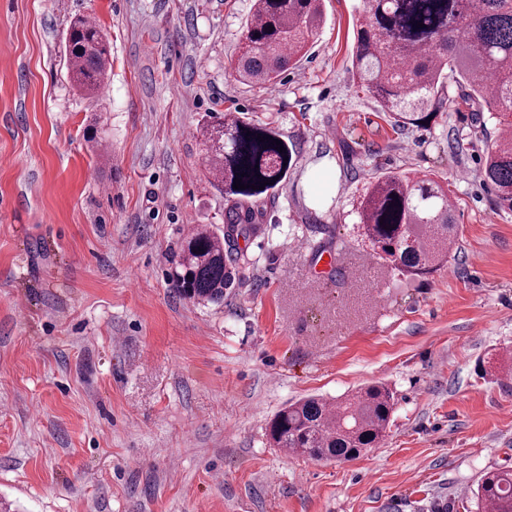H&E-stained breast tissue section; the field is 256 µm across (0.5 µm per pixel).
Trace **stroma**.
<instances>
[{"instance_id": "obj_1", "label": "stroma", "mask_w": 512, "mask_h": 512, "mask_svg": "<svg viewBox=\"0 0 512 512\" xmlns=\"http://www.w3.org/2000/svg\"><path fill=\"white\" fill-rule=\"evenodd\" d=\"M253 4L0 0V512H477L481 471L512 469V375L489 366L512 360V213L481 174L493 123L452 82L431 125L393 130L352 77L361 0H325L276 87L243 84ZM77 15L112 46L96 103L69 76ZM228 111L299 152L204 307L168 273L189 227L224 223L198 129ZM378 172L447 183L458 235L434 274L392 284L347 219ZM375 381L397 397L379 448L270 444L286 403Z\"/></svg>"}]
</instances>
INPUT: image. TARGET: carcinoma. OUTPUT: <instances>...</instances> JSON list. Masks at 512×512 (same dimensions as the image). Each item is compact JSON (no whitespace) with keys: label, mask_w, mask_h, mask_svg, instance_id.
Segmentation results:
<instances>
[{"label":"carcinoma","mask_w":512,"mask_h":512,"mask_svg":"<svg viewBox=\"0 0 512 512\" xmlns=\"http://www.w3.org/2000/svg\"><path fill=\"white\" fill-rule=\"evenodd\" d=\"M324 22L323 0H255L236 75L253 86L275 85L308 52ZM89 32L100 29L77 18L65 50L72 82L95 99L112 57L107 41ZM352 73L399 131L437 118L448 80L464 88V100L494 122L483 177L496 208L512 212V0H362ZM200 135L212 185L227 204L224 229L196 228L181 238L170 284L185 300L219 304L236 265L226 237L256 229L254 204L285 180L298 143L284 140L270 122L231 112L204 123ZM236 178L245 188H233ZM349 215L399 276L441 269L457 237L448 186L433 174L381 173L356 189ZM394 405L382 383L333 401L306 397L273 417L269 436L275 447L311 460L348 461L382 441ZM476 499L481 510L512 512V470H484Z\"/></svg>","instance_id":"carcinoma-1"}]
</instances>
